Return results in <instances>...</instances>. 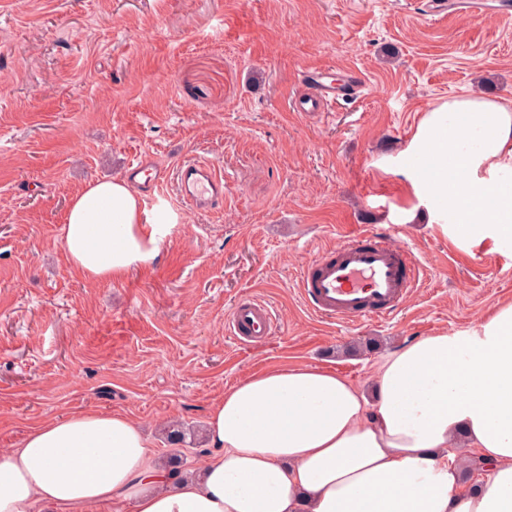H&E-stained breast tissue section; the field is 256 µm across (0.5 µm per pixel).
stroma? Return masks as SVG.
Here are the masks:
<instances>
[{"label": "stroma", "mask_w": 512, "mask_h": 512, "mask_svg": "<svg viewBox=\"0 0 512 512\" xmlns=\"http://www.w3.org/2000/svg\"><path fill=\"white\" fill-rule=\"evenodd\" d=\"M486 2L448 22L424 0H0V448L48 418L118 411L188 469L209 406L248 374L301 362L363 386L397 344L512 300V242L458 248L408 151L450 98L512 104V16ZM310 68L359 85L330 113L293 111ZM139 158L214 164L224 202L194 209L165 179L142 194L173 224L156 263L84 278L62 246L67 203ZM361 229L409 248L425 279L391 320L313 315L303 266ZM247 294L277 322L252 347L225 329Z\"/></svg>", "instance_id": "1"}]
</instances>
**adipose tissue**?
Wrapping results in <instances>:
<instances>
[{
    "instance_id": "1",
    "label": "adipose tissue",
    "mask_w": 512,
    "mask_h": 512,
    "mask_svg": "<svg viewBox=\"0 0 512 512\" xmlns=\"http://www.w3.org/2000/svg\"><path fill=\"white\" fill-rule=\"evenodd\" d=\"M411 148L434 165L414 189L454 214L455 244L512 240V106L449 99ZM170 231L127 182L100 180L71 199L62 244L75 270L109 282L151 266ZM206 423L210 453L176 473L126 414L43 421L0 451V512H512V302L397 345L367 389L329 368L265 367Z\"/></svg>"
}]
</instances>
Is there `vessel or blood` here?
I'll return each instance as SVG.
<instances>
[{
  "mask_svg": "<svg viewBox=\"0 0 512 512\" xmlns=\"http://www.w3.org/2000/svg\"><path fill=\"white\" fill-rule=\"evenodd\" d=\"M483 0H435L434 13L445 19L481 14ZM311 94L295 99V111L322 112L337 91L320 71L310 73ZM174 179L183 200L199 210L214 209L224 198V179L214 165L196 160L178 164ZM420 265L407 248L383 233L361 230L340 247L323 249L302 269L298 287L306 307L316 315L345 323L384 319L396 314ZM276 328L270 302L241 297L228 315L227 330L239 343H258Z\"/></svg>",
  "mask_w": 512,
  "mask_h": 512,
  "instance_id": "1",
  "label": "vessel or blood"
}]
</instances>
